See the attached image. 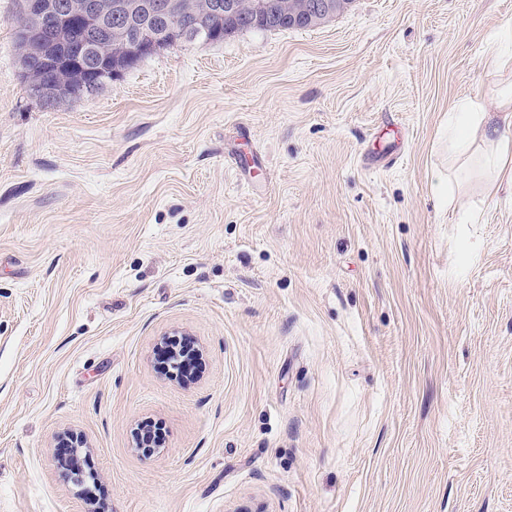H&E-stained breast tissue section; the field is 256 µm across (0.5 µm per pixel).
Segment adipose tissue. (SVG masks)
Wrapping results in <instances>:
<instances>
[{
  "mask_svg": "<svg viewBox=\"0 0 512 512\" xmlns=\"http://www.w3.org/2000/svg\"><path fill=\"white\" fill-rule=\"evenodd\" d=\"M483 67L494 85L499 109L512 112V55L488 46ZM448 154L452 163L477 159L487 198L512 190V136L507 135L481 97L454 103L448 114Z\"/></svg>",
  "mask_w": 512,
  "mask_h": 512,
  "instance_id": "ef3b65f1",
  "label": "adipose tissue"
}]
</instances>
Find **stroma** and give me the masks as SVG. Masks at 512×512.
Masks as SVG:
<instances>
[{
    "label": "stroma",
    "mask_w": 512,
    "mask_h": 512,
    "mask_svg": "<svg viewBox=\"0 0 512 512\" xmlns=\"http://www.w3.org/2000/svg\"><path fill=\"white\" fill-rule=\"evenodd\" d=\"M21 5L0 0V512H512V191H433L449 106H495L512 0H352L51 109ZM182 336L191 379L156 360ZM484 71L492 79L494 93L498 100V111L512 112V80L505 77L512 72V53L502 54L493 44L489 45L483 58Z\"/></svg>",
    "instance_id": "stroma-1"
}]
</instances>
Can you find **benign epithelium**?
<instances>
[{
    "instance_id": "1",
    "label": "benign epithelium",
    "mask_w": 512,
    "mask_h": 512,
    "mask_svg": "<svg viewBox=\"0 0 512 512\" xmlns=\"http://www.w3.org/2000/svg\"><path fill=\"white\" fill-rule=\"evenodd\" d=\"M234 0H168L150 4L143 0H25L27 23L17 37L23 44L22 64L30 94L38 100L54 103L66 98H80L95 93L112 82L128 65L129 53L144 57L166 47L168 42L181 43L195 32H207L220 14L233 15ZM288 11V0L265 3L252 0V24L261 27L270 14ZM150 18L171 17L172 25L160 34L142 30L134 43L126 39L132 18L141 12ZM59 15L65 30L52 34L44 26L45 16ZM336 14L335 0H321L317 7L304 5L302 19L312 27L325 17ZM59 40L78 49L77 63L68 64L53 81L33 65L48 41Z\"/></svg>"
}]
</instances>
